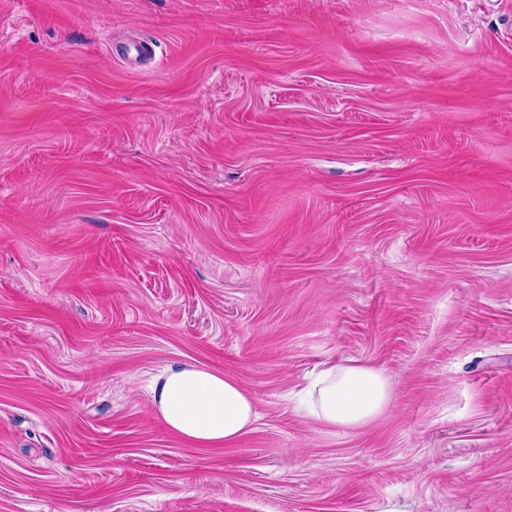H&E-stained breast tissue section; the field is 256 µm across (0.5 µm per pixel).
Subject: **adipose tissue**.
<instances>
[{"label": "adipose tissue", "mask_w": 512, "mask_h": 512, "mask_svg": "<svg viewBox=\"0 0 512 512\" xmlns=\"http://www.w3.org/2000/svg\"><path fill=\"white\" fill-rule=\"evenodd\" d=\"M309 413L330 427L357 428L379 416L391 393L381 370L347 364L325 370L310 386ZM152 403L160 421L195 448L228 445L257 420L253 398L224 374L182 365L156 378Z\"/></svg>", "instance_id": "adipose-tissue-1"}]
</instances>
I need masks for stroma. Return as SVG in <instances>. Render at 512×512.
<instances>
[{"mask_svg": "<svg viewBox=\"0 0 512 512\" xmlns=\"http://www.w3.org/2000/svg\"><path fill=\"white\" fill-rule=\"evenodd\" d=\"M0 512H512V0H0ZM152 403L164 426L193 448L230 445L257 420L253 398L235 381L190 365L157 377ZM309 413L330 427L357 428L379 416L391 393L381 370L347 364L325 370L310 386Z\"/></svg>", "mask_w": 512, "mask_h": 512, "instance_id": "stroma-1", "label": "stroma"}]
</instances>
